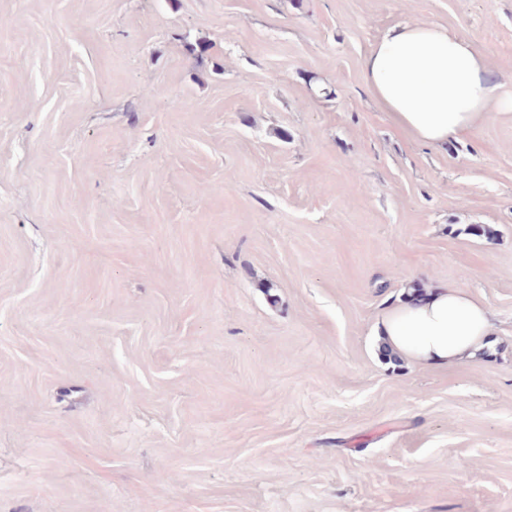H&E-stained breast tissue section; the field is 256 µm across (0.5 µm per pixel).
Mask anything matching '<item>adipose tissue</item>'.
Wrapping results in <instances>:
<instances>
[{
	"label": "adipose tissue",
	"instance_id": "1",
	"mask_svg": "<svg viewBox=\"0 0 512 512\" xmlns=\"http://www.w3.org/2000/svg\"><path fill=\"white\" fill-rule=\"evenodd\" d=\"M363 76L396 126L424 143L466 138L500 102L485 56L470 39L436 22L391 27L373 43ZM492 327L485 304L448 285L393 306L376 332L399 358L448 365L480 350Z\"/></svg>",
	"mask_w": 512,
	"mask_h": 512
}]
</instances>
